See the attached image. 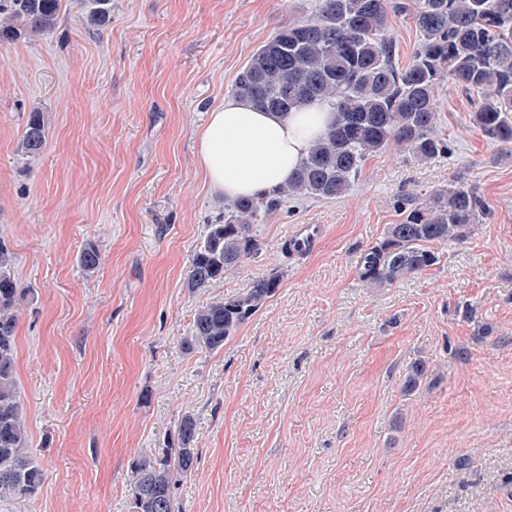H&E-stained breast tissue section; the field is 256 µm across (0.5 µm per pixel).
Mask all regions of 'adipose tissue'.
<instances>
[{"label":"adipose tissue","instance_id":"adipose-tissue-1","mask_svg":"<svg viewBox=\"0 0 512 512\" xmlns=\"http://www.w3.org/2000/svg\"><path fill=\"white\" fill-rule=\"evenodd\" d=\"M331 118L316 107L280 116L228 99L197 134L198 162L225 198L255 197L287 181Z\"/></svg>","mask_w":512,"mask_h":512}]
</instances>
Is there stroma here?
<instances>
[{
	"instance_id": "35a3bbf8",
	"label": "stroma",
	"mask_w": 512,
	"mask_h": 512,
	"mask_svg": "<svg viewBox=\"0 0 512 512\" xmlns=\"http://www.w3.org/2000/svg\"><path fill=\"white\" fill-rule=\"evenodd\" d=\"M317 4L112 0L94 31L83 0H62L52 34L0 44V237L27 290L16 379L44 471L35 499L0 498V512H132L135 461L186 414L198 459L174 488L181 512H512V145L474 125L482 94L441 82L447 154H373L347 195L258 217L257 255L185 286L228 205L197 133L256 49ZM34 109L47 144L26 160ZM460 177L482 224L435 245L436 265L366 287L359 256L401 198ZM296 224L327 225L313 253H289ZM269 275L276 293L222 349L185 352L199 307ZM48 122L45 112L34 109L29 112L25 126L17 143V153L23 159L40 156L46 146Z\"/></svg>"
}]
</instances>
